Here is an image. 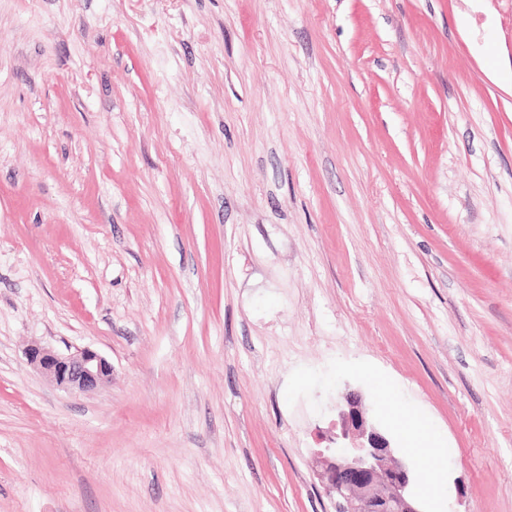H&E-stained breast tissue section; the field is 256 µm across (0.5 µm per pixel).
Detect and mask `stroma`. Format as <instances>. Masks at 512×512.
<instances>
[{"mask_svg":"<svg viewBox=\"0 0 512 512\" xmlns=\"http://www.w3.org/2000/svg\"><path fill=\"white\" fill-rule=\"evenodd\" d=\"M347 390L512 512V0H0V512H335ZM28 361L69 392H85L112 379V365L98 352L85 348L75 355H61L48 348L32 345ZM387 411L392 423L401 430L407 441L406 450L422 463L430 465L446 452L447 448L442 447L431 424L419 413L406 416L395 407H389Z\"/></svg>","mask_w":512,"mask_h":512,"instance_id":"obj_1","label":"stroma"}]
</instances>
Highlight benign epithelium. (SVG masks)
Returning <instances> with one entry per match:
<instances>
[{
  "instance_id": "obj_1",
  "label": "benign epithelium",
  "mask_w": 512,
  "mask_h": 512,
  "mask_svg": "<svg viewBox=\"0 0 512 512\" xmlns=\"http://www.w3.org/2000/svg\"><path fill=\"white\" fill-rule=\"evenodd\" d=\"M28 361L69 392H85L112 379V364L98 352L85 348L75 355H61L33 345ZM347 410L342 412L343 438L328 449L322 481L335 500L336 512H423L410 493V470L396 460L389 440L359 408L353 393L344 396Z\"/></svg>"
}]
</instances>
